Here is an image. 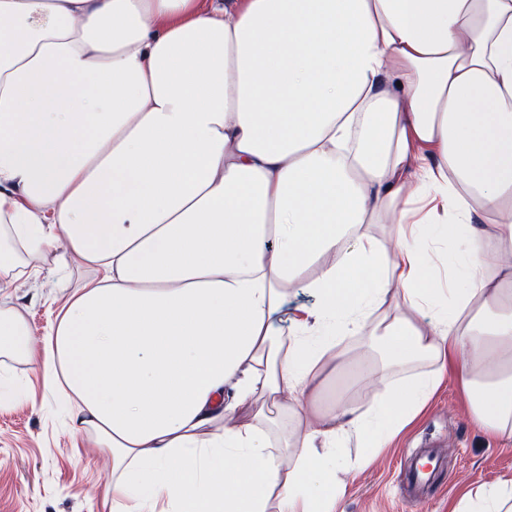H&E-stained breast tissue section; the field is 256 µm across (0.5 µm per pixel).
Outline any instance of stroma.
Here are the masks:
<instances>
[{"label":"stroma","instance_id":"obj_1","mask_svg":"<svg viewBox=\"0 0 512 512\" xmlns=\"http://www.w3.org/2000/svg\"><path fill=\"white\" fill-rule=\"evenodd\" d=\"M38 281L9 288L34 342L55 322L65 296L54 291L53 259ZM442 446L447 472L420 512H450L466 493L512 479V446L486 436L470 420L458 381L445 376L420 417L370 465L356 436L333 448L349 479L335 512H405L401 468L418 449ZM112 479L108 460L73 431L62 402L45 389L36 361L7 363L0 380V512H100Z\"/></svg>","mask_w":512,"mask_h":512}]
</instances>
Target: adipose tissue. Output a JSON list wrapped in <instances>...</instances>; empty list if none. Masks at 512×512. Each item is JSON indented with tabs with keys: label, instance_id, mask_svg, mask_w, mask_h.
Here are the masks:
<instances>
[{
	"label": "adipose tissue",
	"instance_id": "1",
	"mask_svg": "<svg viewBox=\"0 0 512 512\" xmlns=\"http://www.w3.org/2000/svg\"><path fill=\"white\" fill-rule=\"evenodd\" d=\"M46 254L60 318L0 303V356L71 393L103 512H334L337 437L372 462L448 372L512 444V0H0V288Z\"/></svg>",
	"mask_w": 512,
	"mask_h": 512
}]
</instances>
